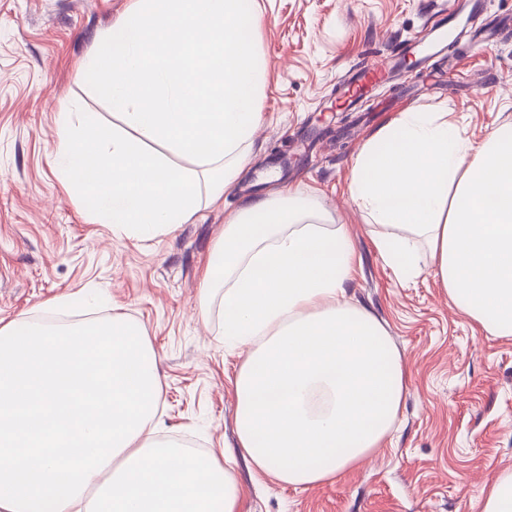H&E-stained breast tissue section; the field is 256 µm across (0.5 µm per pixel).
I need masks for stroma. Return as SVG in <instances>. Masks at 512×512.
<instances>
[{"label":"stroma","instance_id":"stroma-1","mask_svg":"<svg viewBox=\"0 0 512 512\" xmlns=\"http://www.w3.org/2000/svg\"><path fill=\"white\" fill-rule=\"evenodd\" d=\"M255 51L265 62L253 154L221 203L143 239L94 223L54 160L57 115L72 104L112 124L85 82L99 37L130 0H0V326L49 315L72 326L122 315L145 330L164 385L158 436L188 440L231 468L243 512H475L486 479L512 470V338L484 334L432 273L399 282L366 218L348 203L355 155L410 111L447 112L482 141L512 123V36L432 69L397 73L347 111L336 83L423 30L443 0H256ZM349 225L347 291L386 327L409 367L391 444L341 479L296 489L258 473L235 436L233 381L245 349L225 348L199 298L224 224L246 197L280 186ZM79 299L61 308L58 297Z\"/></svg>","mask_w":512,"mask_h":512}]
</instances>
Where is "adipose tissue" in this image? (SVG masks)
<instances>
[{
  "instance_id": "ef3b65f1",
  "label": "adipose tissue",
  "mask_w": 512,
  "mask_h": 512,
  "mask_svg": "<svg viewBox=\"0 0 512 512\" xmlns=\"http://www.w3.org/2000/svg\"><path fill=\"white\" fill-rule=\"evenodd\" d=\"M351 202L402 277L428 253L455 308L512 337V125L476 144L444 112H406L356 155ZM291 190L244 201L224 226L199 306L235 378L242 455L300 488L335 478L393 433L408 371L384 324L346 290L343 224ZM158 359L115 316L0 327V512H242L214 455L157 437Z\"/></svg>"
}]
</instances>
